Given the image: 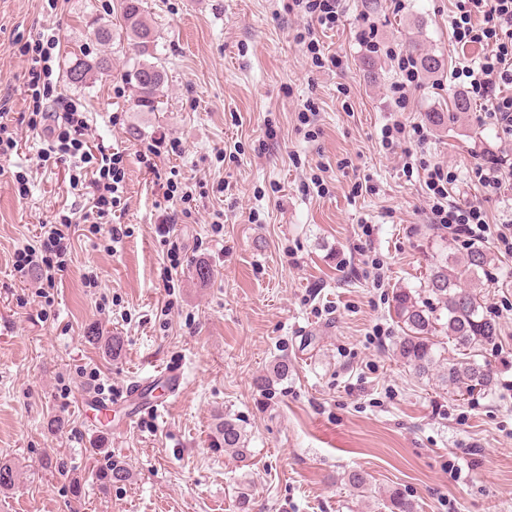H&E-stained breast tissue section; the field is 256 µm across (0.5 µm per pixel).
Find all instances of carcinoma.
<instances>
[{"label": "carcinoma", "instance_id": "cac0c4a2", "mask_svg": "<svg viewBox=\"0 0 512 512\" xmlns=\"http://www.w3.org/2000/svg\"><path fill=\"white\" fill-rule=\"evenodd\" d=\"M120 27L125 30L127 48L134 63L125 78L136 91L134 106L141 112L158 110L166 83L165 71L156 55L158 35L143 16L142 0H120ZM423 73L432 75L445 67L442 56L429 50L418 40L405 46ZM107 57L92 60L78 58L69 67L68 78L84 84L95 73L110 69ZM469 109L463 97L453 99L446 112H431L428 119L438 125L450 124L459 112ZM494 258L483 246L466 243L463 252L443 250L431 265L423 289L393 290L392 309L401 336L396 343L397 356L416 374L437 373L442 384L460 396L483 394L492 390L494 374L489 364L480 362L475 353L495 346L500 336L496 316L485 310L479 288L493 281ZM451 340L462 356L452 360L442 354L439 337ZM224 448L240 452L245 435L231 418L219 425ZM18 472L12 464L0 462V490L13 487ZM389 512H415L414 502L393 491L386 504Z\"/></svg>", "mask_w": 512, "mask_h": 512}]
</instances>
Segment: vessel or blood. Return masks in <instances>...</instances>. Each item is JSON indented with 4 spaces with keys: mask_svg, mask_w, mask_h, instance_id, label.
<instances>
[{
    "mask_svg": "<svg viewBox=\"0 0 512 512\" xmlns=\"http://www.w3.org/2000/svg\"><path fill=\"white\" fill-rule=\"evenodd\" d=\"M184 384L183 373L175 366L159 368L157 375L134 377L118 398L112 399L96 393H86L82 406L92 411L100 423H108L113 404L128 406L126 426H133L147 414L160 413L168 397L177 395Z\"/></svg>",
    "mask_w": 512,
    "mask_h": 512,
    "instance_id": "vessel-or-blood-1",
    "label": "vessel or blood"
}]
</instances>
